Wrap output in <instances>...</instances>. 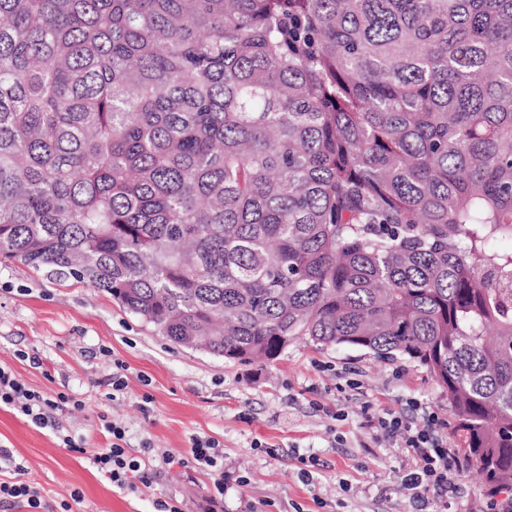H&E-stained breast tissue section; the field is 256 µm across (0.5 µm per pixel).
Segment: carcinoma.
I'll list each match as a JSON object with an SVG mask.
<instances>
[{
	"label": "carcinoma",
	"mask_w": 512,
	"mask_h": 512,
	"mask_svg": "<svg viewBox=\"0 0 512 512\" xmlns=\"http://www.w3.org/2000/svg\"><path fill=\"white\" fill-rule=\"evenodd\" d=\"M512 0H0V260L171 342L427 367L512 489Z\"/></svg>",
	"instance_id": "carcinoma-1"
}]
</instances>
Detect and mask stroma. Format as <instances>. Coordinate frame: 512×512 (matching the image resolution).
I'll return each mask as SVG.
<instances>
[{
    "mask_svg": "<svg viewBox=\"0 0 512 512\" xmlns=\"http://www.w3.org/2000/svg\"><path fill=\"white\" fill-rule=\"evenodd\" d=\"M21 351L41 367L19 360ZM117 361L125 367L119 392ZM0 365L43 397L70 398L53 412L59 433L0 408V446L22 464L23 481L39 488L44 512H58L76 488L82 500L73 512H155V501L171 496L184 512H415L400 486L412 456L400 438L368 424L411 398L443 421L449 450L463 452L446 392L417 362L305 339L269 363L228 361L173 344L105 291L18 262H0ZM106 419L121 423L134 451L149 447L145 459L157 468L151 488L113 487L92 464L108 445ZM63 433L85 439V453L61 448ZM195 437L223 447L221 498L211 472L177 463ZM165 454L173 464H161ZM302 455L320 460L313 483L299 475ZM455 484L429 512H506L512 503V490L490 493L470 461Z\"/></svg>",
    "mask_w": 512,
    "mask_h": 512,
    "instance_id": "obj_1",
    "label": "stroma"
}]
</instances>
